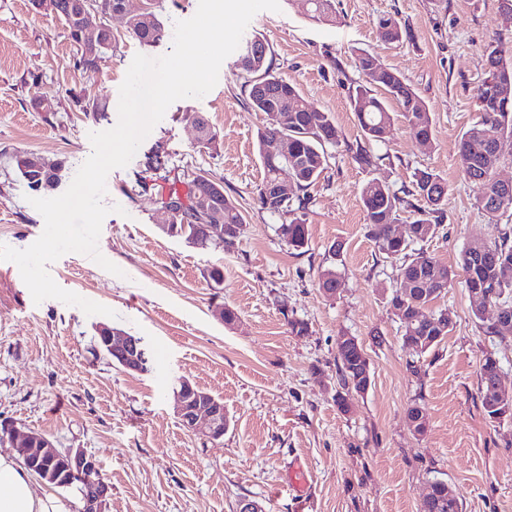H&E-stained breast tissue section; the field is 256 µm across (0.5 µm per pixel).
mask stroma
Segmentation results:
<instances>
[{
    "instance_id": "35a3bbf8",
    "label": "stroma",
    "mask_w": 512,
    "mask_h": 512,
    "mask_svg": "<svg viewBox=\"0 0 512 512\" xmlns=\"http://www.w3.org/2000/svg\"><path fill=\"white\" fill-rule=\"evenodd\" d=\"M280 6L257 13L244 35L268 43L276 73L311 107L331 113L340 134L307 191L308 246L289 247L280 233L288 216L257 201L266 119L251 108L236 58L228 56L205 97L172 103L129 164L107 176L104 203L112 211L98 248L120 275L79 253L48 266L60 287L113 309L114 317L56 299L34 303L16 264L0 261V424L93 455L111 487L110 512H238L245 499L266 512H418L435 479L456 491L463 512H512V419L489 423L479 377L492 353L512 388V336L483 334L458 277L433 303L447 310L451 332L413 356L388 304L401 283L398 265L378 253L359 195L374 177L399 192L411 189L415 171L439 173L449 187L444 217L419 247L455 271L468 243L497 236L498 225L477 207L478 186L462 175L457 143L479 116L482 50L494 40L512 46V18L500 0H335L329 24L309 20L305 0ZM383 15L410 29V38L385 41L377 27ZM112 31L111 52L97 71L85 72L62 19L36 12L31 0H0V244L27 248L44 229L9 155L61 162L50 194H63L92 152L90 133L116 126L119 87L134 56L172 48L169 36L140 44L118 18ZM362 50L415 86L432 114L431 143L411 134L394 104L392 137L366 142L350 106L364 80L355 66ZM96 100L103 115L81 111ZM189 112L209 117L216 149L197 147ZM158 145L165 163L154 170L147 157ZM362 145L377 157L376 168L355 160ZM203 173L223 183L244 216L233 246L205 248L161 229L169 218L157 196L187 192ZM143 180L151 193H141ZM336 243L341 284L330 300L318 275ZM214 265L224 270L219 286L206 276ZM221 307L237 311L235 325L216 317ZM290 317L306 322L307 332L291 334ZM103 322L142 338L148 371H125L95 352ZM343 334L363 345L372 380L365 394L351 395L345 413L336 405V338ZM377 334L382 343H374ZM414 361L420 373H412ZM179 377L223 400L230 419L223 438L207 441L184 427L171 400ZM414 403L426 418L422 434L407 416Z\"/></svg>"
}]
</instances>
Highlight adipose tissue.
Listing matches in <instances>:
<instances>
[{
  "mask_svg": "<svg viewBox=\"0 0 512 512\" xmlns=\"http://www.w3.org/2000/svg\"><path fill=\"white\" fill-rule=\"evenodd\" d=\"M79 504V499L35 489L16 456L0 453V512H73Z\"/></svg>",
  "mask_w": 512,
  "mask_h": 512,
  "instance_id": "1",
  "label": "adipose tissue"
}]
</instances>
